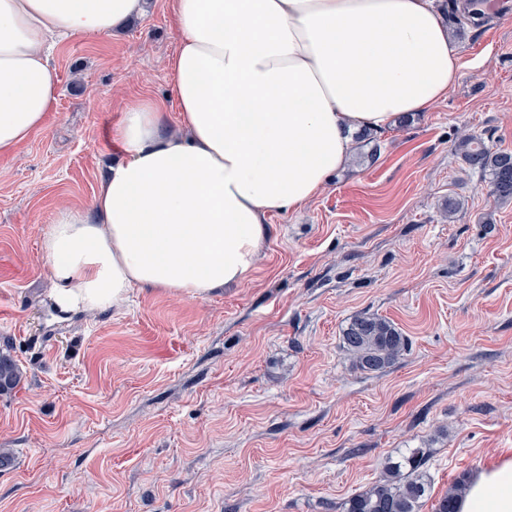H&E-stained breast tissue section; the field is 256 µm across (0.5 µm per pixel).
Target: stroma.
<instances>
[{"instance_id":"obj_1","label":"stroma","mask_w":512,"mask_h":512,"mask_svg":"<svg viewBox=\"0 0 512 512\" xmlns=\"http://www.w3.org/2000/svg\"><path fill=\"white\" fill-rule=\"evenodd\" d=\"M448 28L447 98L272 215L248 283L91 316L56 307L42 238L61 206L91 212L126 101L176 128L177 35L147 0L110 38L55 39L57 104L0 157V349L27 376L0 396V512H343L411 448L437 496L512 458V201L455 151L466 132L512 151V19ZM360 313L408 338L384 373L342 346Z\"/></svg>"}]
</instances>
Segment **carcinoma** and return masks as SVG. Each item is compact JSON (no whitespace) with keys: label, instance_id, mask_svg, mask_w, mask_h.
Here are the masks:
<instances>
[{"label":"carcinoma","instance_id":"carcinoma-1","mask_svg":"<svg viewBox=\"0 0 512 512\" xmlns=\"http://www.w3.org/2000/svg\"><path fill=\"white\" fill-rule=\"evenodd\" d=\"M456 151L469 168L482 175L490 195L512 199V152L494 151L482 138L461 137ZM344 350L358 369L382 373L408 351V339L389 319L376 314H357L342 329ZM25 380V372L8 351H0V396L11 394ZM426 456L414 448L397 459L387 460L381 476L366 489L352 495L345 512H421L431 497V483L424 471ZM467 489L457 480L433 505V512H456L458 499Z\"/></svg>","mask_w":512,"mask_h":512}]
</instances>
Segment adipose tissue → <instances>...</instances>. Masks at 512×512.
Masks as SVG:
<instances>
[{
  "label": "adipose tissue",
  "mask_w": 512,
  "mask_h": 512,
  "mask_svg": "<svg viewBox=\"0 0 512 512\" xmlns=\"http://www.w3.org/2000/svg\"><path fill=\"white\" fill-rule=\"evenodd\" d=\"M145 0H0V156L57 102L55 37H109ZM178 129L129 102L124 153L92 214L58 210L41 248L64 311L137 288L198 299L249 280L266 220L300 208L353 155L357 130L426 112L458 79L436 0H170ZM458 512H512V460L478 472Z\"/></svg>",
  "instance_id": "ef3b65f1"
}]
</instances>
